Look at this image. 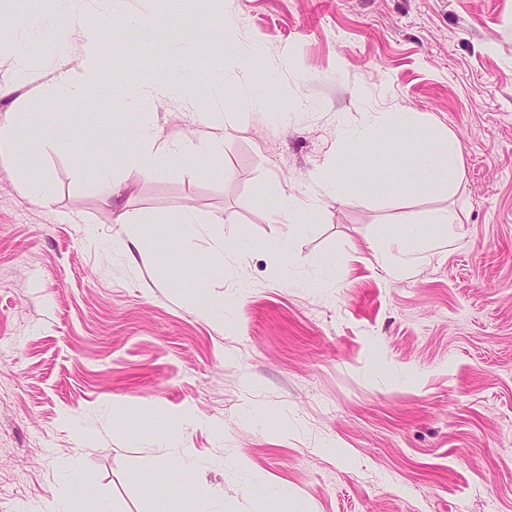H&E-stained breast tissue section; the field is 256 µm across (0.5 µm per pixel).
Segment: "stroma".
I'll return each mask as SVG.
<instances>
[{
    "label": "stroma",
    "instance_id": "1",
    "mask_svg": "<svg viewBox=\"0 0 512 512\" xmlns=\"http://www.w3.org/2000/svg\"><path fill=\"white\" fill-rule=\"evenodd\" d=\"M92 20L105 72L220 69L224 96L203 122L94 95L102 128L63 145L17 129L47 205L0 155V512H57L86 487L110 512H192L189 482L222 492L219 512H512V0H107ZM242 46L256 65L223 68ZM82 62L76 37L42 36L0 115L69 126L32 90ZM228 112L221 156L146 174L113 151L114 127L197 141ZM393 112L460 143L452 191L395 181ZM342 126L384 144L342 150ZM343 170L342 198L268 223L281 194ZM441 212L446 243L409 239L411 271L375 261ZM24 189L28 198L38 204H47L54 194L50 179L41 174H33L25 170Z\"/></svg>",
    "mask_w": 512,
    "mask_h": 512
}]
</instances>
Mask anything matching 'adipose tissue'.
<instances>
[{"label": "adipose tissue", "mask_w": 512, "mask_h": 512, "mask_svg": "<svg viewBox=\"0 0 512 512\" xmlns=\"http://www.w3.org/2000/svg\"><path fill=\"white\" fill-rule=\"evenodd\" d=\"M44 22L10 32L9 43L16 52L12 80L0 83V98L13 93L17 84L27 78L26 48L28 43L41 36ZM79 37L84 49V62L79 69L61 72L47 94L59 102L77 105L82 103L90 87L111 93L112 85L98 67L100 36L98 28L81 25ZM189 86L180 80L152 75L140 80L133 89V98L139 104L179 100L193 105L188 94ZM390 123L405 134L403 150L392 162L391 168L399 182L417 194H427L441 185L453 184L462 160L460 146L454 138L442 135L431 126L417 122L410 113L395 112ZM119 154L146 173H156L184 163L191 155L208 151L218 155L223 151L224 132L215 130L199 142L175 137H162L156 124L128 127L120 135Z\"/></svg>", "instance_id": "adipose-tissue-1"}]
</instances>
